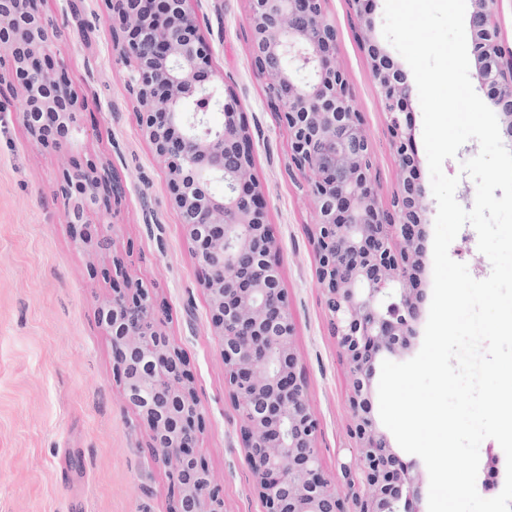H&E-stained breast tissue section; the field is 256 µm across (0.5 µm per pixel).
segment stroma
Segmentation results:
<instances>
[{"instance_id":"1","label":"stroma","mask_w":512,"mask_h":512,"mask_svg":"<svg viewBox=\"0 0 512 512\" xmlns=\"http://www.w3.org/2000/svg\"><path fill=\"white\" fill-rule=\"evenodd\" d=\"M191 8L212 46L213 68L248 123L254 174L290 297L298 366L320 424L322 468L341 485L340 465L354 458L349 376L317 285L312 201L303 176L288 168V132L251 66L247 0H192ZM42 13L56 26L52 60L66 68L93 126L62 150L43 149L28 137L16 93L0 86V512H170L166 470L154 460L148 427L125 400L111 340L98 322L116 255L155 292L167 313L165 333L189 362L206 418L199 449L223 491L224 512H264L251 489L192 249L168 203L166 172L139 134L128 67L112 59L106 0H42ZM326 14L386 206L398 182L397 158L362 32L348 0H327ZM66 157L108 165L124 185L117 206L88 218L92 236L107 239L108 249L91 254L73 238L56 194ZM477 244L475 229L464 226L449 255L482 280L491 263Z\"/></svg>"}]
</instances>
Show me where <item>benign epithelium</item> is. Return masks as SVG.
<instances>
[{"label": "benign epithelium", "instance_id": "1", "mask_svg": "<svg viewBox=\"0 0 512 512\" xmlns=\"http://www.w3.org/2000/svg\"><path fill=\"white\" fill-rule=\"evenodd\" d=\"M190 0H108L109 25L123 33L112 54L129 64L139 133L168 172V199L198 266L224 379L238 411V435L264 512H422V474L391 448L371 412L377 361L410 349L425 298L426 190L416 182L407 115L413 87L370 38L364 0H349L364 32L391 147L399 163L392 210L383 208L371 144L347 80L335 62L336 29L326 0H248L251 65L288 129L290 163L306 180L315 211L311 241L317 281L348 363L351 435L362 478L342 464L347 492L322 470L318 422L298 368L295 324L275 260L278 243L253 171L251 136L236 96L219 91L210 45ZM475 76L512 133V45L501 35L502 0H472ZM50 40L37 0H0V48L22 90L31 139L61 149L78 139L82 104L62 69L45 61ZM222 114L219 126L209 112ZM332 147L335 172L322 150ZM109 167H64L58 189L68 218L84 226L112 207ZM224 181V193L209 191ZM126 400L151 433L155 460L175 490L171 512H224L198 450L204 415L181 349L172 344L148 289L125 260L112 259V294L98 307Z\"/></svg>", "mask_w": 512, "mask_h": 512}]
</instances>
